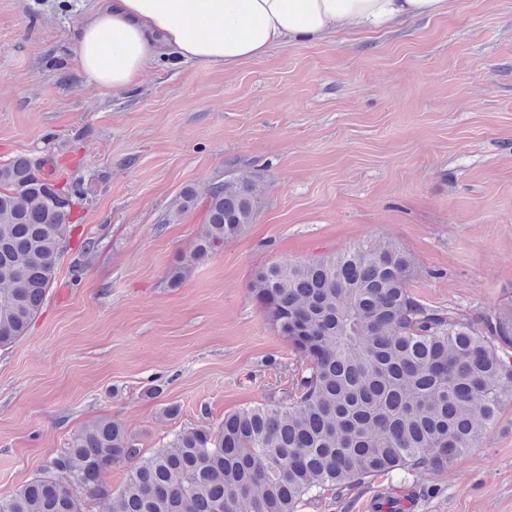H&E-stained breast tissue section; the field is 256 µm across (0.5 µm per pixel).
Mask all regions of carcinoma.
<instances>
[{
    "instance_id": "1",
    "label": "carcinoma",
    "mask_w": 512,
    "mask_h": 512,
    "mask_svg": "<svg viewBox=\"0 0 512 512\" xmlns=\"http://www.w3.org/2000/svg\"><path fill=\"white\" fill-rule=\"evenodd\" d=\"M80 183L59 185L24 156L0 162V348L24 337L58 277ZM204 229L167 273L191 269L254 222L253 175L210 184ZM417 268L393 242L258 270L250 290L298 357L288 394L186 427L143 457L125 427L98 416L74 433L0 512H83L97 473L131 463L112 512H298L395 471H441L512 397V313L477 327L410 290ZM64 472L83 488H69Z\"/></svg>"
}]
</instances>
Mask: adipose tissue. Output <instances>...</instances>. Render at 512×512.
Listing matches in <instances>:
<instances>
[{"mask_svg": "<svg viewBox=\"0 0 512 512\" xmlns=\"http://www.w3.org/2000/svg\"><path fill=\"white\" fill-rule=\"evenodd\" d=\"M448 7V0H105L79 26L73 63L88 84L122 91L137 86L167 49L232 71L287 42L389 29Z\"/></svg>", "mask_w": 512, "mask_h": 512, "instance_id": "adipose-tissue-1", "label": "adipose tissue"}]
</instances>
